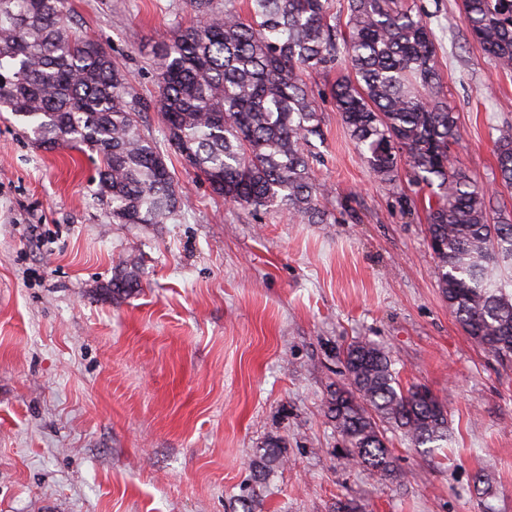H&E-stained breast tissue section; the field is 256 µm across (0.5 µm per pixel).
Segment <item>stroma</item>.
<instances>
[{"instance_id": "35a3bbf8", "label": "stroma", "mask_w": 512, "mask_h": 512, "mask_svg": "<svg viewBox=\"0 0 512 512\" xmlns=\"http://www.w3.org/2000/svg\"><path fill=\"white\" fill-rule=\"evenodd\" d=\"M67 7L151 100L140 129L186 202L166 224L113 223L86 154L37 148L0 112V512H512V362L483 353L444 301L426 193L404 173L381 185L341 123L330 87L346 62L304 76L329 193L326 223H301L224 202L168 145L154 63L191 23L186 0ZM413 7L462 132L452 159L493 184L512 72L471 38L461 0ZM122 263L141 288L115 298ZM359 337L448 413L432 454L388 431L383 481L348 463L326 413ZM274 443L285 463L255 476Z\"/></svg>"}]
</instances>
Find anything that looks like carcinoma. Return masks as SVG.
<instances>
[{"label":"carcinoma","instance_id":"carcinoma-1","mask_svg":"<svg viewBox=\"0 0 512 512\" xmlns=\"http://www.w3.org/2000/svg\"><path fill=\"white\" fill-rule=\"evenodd\" d=\"M188 0L197 21L173 33L159 55L158 100L168 140L227 203L276 207L310 224L324 221L312 178V138L321 113L303 75L334 68L341 121L367 167L393 186L399 162L431 190L427 238L448 308L488 356L512 360V222L494 217L492 191L450 162L462 138L442 99L432 32L408 0H347L348 33L331 0ZM463 20L485 54L512 71V0H462ZM0 107L45 151L62 142L100 158L98 186L114 224H166L183 204L164 154L141 133L148 104L99 44L68 24L67 0H0ZM494 181L512 187V128L494 141ZM141 288L125 266L112 296ZM346 383L328 410L347 458L381 480L394 471L387 430L416 447L448 439L445 405L405 387L388 352L366 338L343 350Z\"/></svg>","mask_w":512,"mask_h":512}]
</instances>
